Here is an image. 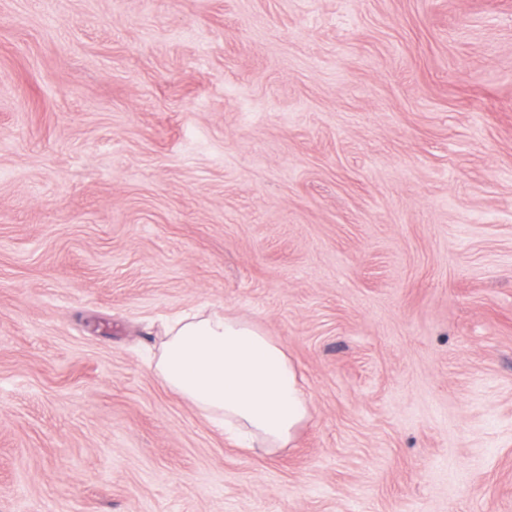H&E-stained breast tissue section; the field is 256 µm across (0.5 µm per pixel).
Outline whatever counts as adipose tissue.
<instances>
[{"label": "adipose tissue", "mask_w": 512, "mask_h": 512, "mask_svg": "<svg viewBox=\"0 0 512 512\" xmlns=\"http://www.w3.org/2000/svg\"><path fill=\"white\" fill-rule=\"evenodd\" d=\"M153 371L225 433L269 451L287 447L311 417L303 378L284 347L229 315L176 321Z\"/></svg>", "instance_id": "obj_1"}]
</instances>
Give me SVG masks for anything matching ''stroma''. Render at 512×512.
<instances>
[{
    "label": "stroma",
    "mask_w": 512,
    "mask_h": 512,
    "mask_svg": "<svg viewBox=\"0 0 512 512\" xmlns=\"http://www.w3.org/2000/svg\"><path fill=\"white\" fill-rule=\"evenodd\" d=\"M202 305L288 447L148 368ZM0 512H512V0H0ZM164 337L153 372L251 448H285L311 418L298 369L256 324L225 313L195 314L176 321Z\"/></svg>",
    "instance_id": "obj_1"
}]
</instances>
